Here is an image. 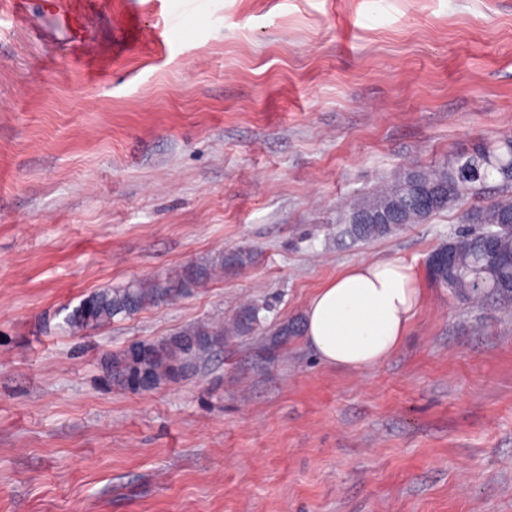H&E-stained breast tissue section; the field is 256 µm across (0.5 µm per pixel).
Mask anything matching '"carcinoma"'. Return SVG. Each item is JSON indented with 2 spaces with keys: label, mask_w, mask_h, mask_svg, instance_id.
I'll return each mask as SVG.
<instances>
[{
  "label": "carcinoma",
  "mask_w": 512,
  "mask_h": 512,
  "mask_svg": "<svg viewBox=\"0 0 512 512\" xmlns=\"http://www.w3.org/2000/svg\"><path fill=\"white\" fill-rule=\"evenodd\" d=\"M502 191L488 204L465 206L468 198L482 193L489 179ZM433 193L437 203L425 207L421 194ZM458 209L462 229L447 244L454 260L449 269H428L431 279L455 296L471 302L494 297L512 303V134L495 142L478 141L444 165L405 167L350 204L336 221V235L366 242L396 234L407 224H423L432 216ZM371 217L357 223L358 215ZM253 263V254L238 250L208 264L184 265L163 278L140 280L124 287L105 288L85 297L64 319L61 329L82 336L117 318H130L203 287L216 273L237 272ZM255 317L227 322H198L161 342H133L101 358L108 382L129 387L136 369L147 367L164 382L183 362L191 372L232 336L253 330Z\"/></svg>",
  "instance_id": "obj_1"
}]
</instances>
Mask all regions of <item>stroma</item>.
<instances>
[{"label": "stroma", "instance_id": "obj_1", "mask_svg": "<svg viewBox=\"0 0 512 512\" xmlns=\"http://www.w3.org/2000/svg\"><path fill=\"white\" fill-rule=\"evenodd\" d=\"M0 0V512H512V306L426 262L457 211L366 242L339 211L512 131V0ZM249 267L76 337L63 307L240 248ZM425 298L372 370L301 323L353 264ZM256 312L151 393L102 354Z\"/></svg>", "mask_w": 512, "mask_h": 512}]
</instances>
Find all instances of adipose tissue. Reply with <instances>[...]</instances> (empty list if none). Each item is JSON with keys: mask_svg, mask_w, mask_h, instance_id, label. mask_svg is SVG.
Returning <instances> with one entry per match:
<instances>
[{"mask_svg": "<svg viewBox=\"0 0 512 512\" xmlns=\"http://www.w3.org/2000/svg\"><path fill=\"white\" fill-rule=\"evenodd\" d=\"M422 301L413 265L361 262L314 292L303 313V339L323 363L364 372L402 346Z\"/></svg>", "mask_w": 512, "mask_h": 512, "instance_id": "ef3b65f1", "label": "adipose tissue"}]
</instances>
